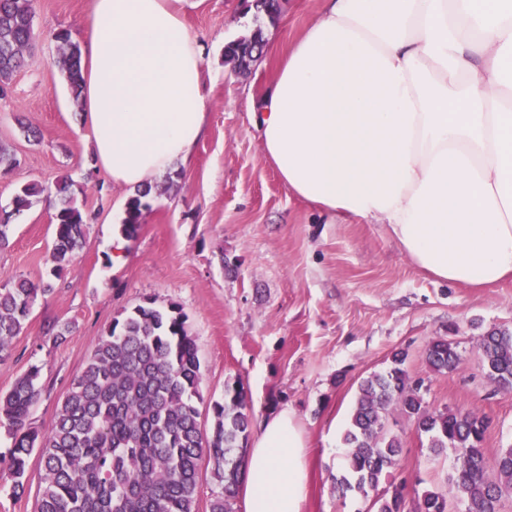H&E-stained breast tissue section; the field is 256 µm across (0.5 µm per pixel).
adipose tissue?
I'll list each match as a JSON object with an SVG mask.
<instances>
[{"label":"adipose tissue","instance_id":"obj_1","mask_svg":"<svg viewBox=\"0 0 512 512\" xmlns=\"http://www.w3.org/2000/svg\"><path fill=\"white\" fill-rule=\"evenodd\" d=\"M92 0L82 120L97 167L137 188L188 160L209 88L186 6ZM263 98L264 157L319 210L383 224L421 270L471 288L512 279V0H323ZM307 439L257 425L244 512H301Z\"/></svg>","mask_w":512,"mask_h":512}]
</instances>
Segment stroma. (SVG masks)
<instances>
[{
  "label": "stroma",
  "instance_id": "obj_1",
  "mask_svg": "<svg viewBox=\"0 0 512 512\" xmlns=\"http://www.w3.org/2000/svg\"><path fill=\"white\" fill-rule=\"evenodd\" d=\"M90 0H35L36 39L25 64L0 97V143L17 165L0 176V209L25 184L70 180V192L88 217L82 248L53 291L38 297L7 357L0 359V393L31 367L40 370V396L29 417L48 434L57 408L101 336L126 311L146 300L177 305L188 317L201 362L204 432L225 386L243 384L253 419L288 407L309 442L310 479L303 512H371V499L339 494L342 435L358 385L388 367L398 350L408 354L410 376L424 379L431 408L466 409L484 417V451L494 458L512 446V393L485 375L481 336L512 330V280L486 288L441 281L418 269L389 238L385 225L335 219L293 196L266 161L252 121L278 73L264 57L241 70L226 61L227 43L261 30L264 41L287 46L316 19L322 0H279L275 19H256L243 0H204L187 8L188 32L205 49L211 79L207 135L188 161L175 162L157 184L125 257L112 262V236L123 220L127 188L98 170L90 130L59 63L53 33L80 28ZM40 132L27 138L21 125ZM54 208L44 196L13 215L8 246L0 248V285L24 277L37 282L49 271ZM69 326L65 343L57 327ZM449 336L461 362L433 373L427 343ZM386 427L403 443L391 483L422 482L448 499V512L466 504L449 480L453 452L433 455L428 440L399 412ZM11 439L0 428V512H36L43 470L29 461L23 491L13 489Z\"/></svg>",
  "mask_w": 512,
  "mask_h": 512
}]
</instances>
